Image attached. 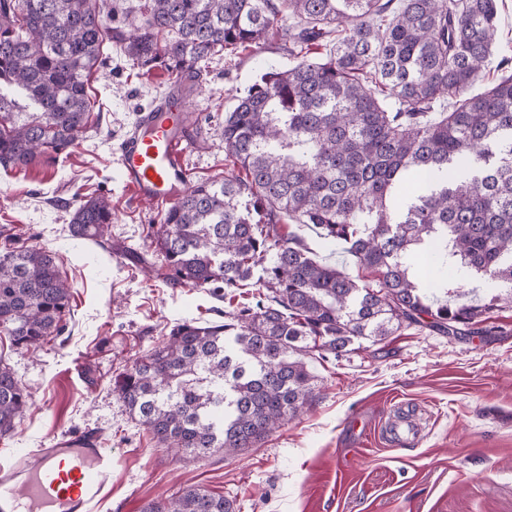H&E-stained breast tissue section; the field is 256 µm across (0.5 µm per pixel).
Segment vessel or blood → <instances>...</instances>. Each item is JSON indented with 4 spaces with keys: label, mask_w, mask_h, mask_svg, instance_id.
Instances as JSON below:
<instances>
[{
    "label": "vessel or blood",
    "mask_w": 512,
    "mask_h": 512,
    "mask_svg": "<svg viewBox=\"0 0 512 512\" xmlns=\"http://www.w3.org/2000/svg\"><path fill=\"white\" fill-rule=\"evenodd\" d=\"M184 106L178 92H170L139 113L121 142L119 172L141 202L168 204L189 184L183 129L171 119ZM111 486V450L91 433L62 438L0 472V512H89Z\"/></svg>",
    "instance_id": "obj_1"
}]
</instances>
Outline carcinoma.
I'll list each match as a JSON object with an SVG mask.
<instances>
[{
    "label": "carcinoma",
    "mask_w": 512,
    "mask_h": 512,
    "mask_svg": "<svg viewBox=\"0 0 512 512\" xmlns=\"http://www.w3.org/2000/svg\"><path fill=\"white\" fill-rule=\"evenodd\" d=\"M0 0V168L77 144L94 103L87 82L103 43L171 86L216 55L288 44L224 117L238 173L189 184L152 237L156 276L173 286L261 290L224 321H183L112 383L158 448L187 458L257 447L315 399L310 361L339 357L426 324L465 336L512 309V55L482 82L498 35L497 0ZM451 99L441 112L438 104ZM263 222H254V215ZM111 202L75 208L72 236L105 251ZM282 223L341 242L369 275L317 259ZM499 292L461 303L448 283ZM70 291L37 246L0 254V333L14 347L61 332ZM29 393L0 362V436ZM143 512H233L189 487Z\"/></svg>",
    "instance_id": "cac0c4a2"
}]
</instances>
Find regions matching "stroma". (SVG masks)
<instances>
[{
    "instance_id": "stroma-1",
    "label": "stroma",
    "mask_w": 512,
    "mask_h": 512,
    "mask_svg": "<svg viewBox=\"0 0 512 512\" xmlns=\"http://www.w3.org/2000/svg\"><path fill=\"white\" fill-rule=\"evenodd\" d=\"M290 62L275 41L258 54L203 63L188 104L198 118L188 130L194 144L183 151L192 180L230 171L220 130L234 95ZM89 87L102 108L65 162L45 156L0 176V246L46 248L71 288L57 337L20 350L0 335V360L32 395L14 431L0 437V469L53 439L91 431L112 452V491L91 512H142L191 486L232 500L236 512H512V309L495 312L499 331L489 336L413 326L315 361L316 400L261 447L190 463L155 447L113 396V379L175 322L223 319L245 298L171 287L118 252L99 265L100 247L71 237L73 210L93 195L111 202L116 243L150 250L162 217L125 189L116 148L168 92L167 72L136 74L108 42ZM402 402L422 431L407 444L383 434Z\"/></svg>"
}]
</instances>
